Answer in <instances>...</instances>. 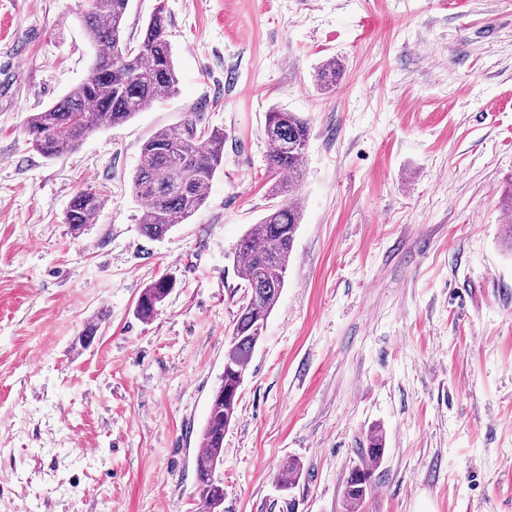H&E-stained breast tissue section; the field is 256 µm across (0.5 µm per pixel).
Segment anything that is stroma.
Segmentation results:
<instances>
[{
	"instance_id": "obj_1",
	"label": "stroma",
	"mask_w": 512,
	"mask_h": 512,
	"mask_svg": "<svg viewBox=\"0 0 512 512\" xmlns=\"http://www.w3.org/2000/svg\"><path fill=\"white\" fill-rule=\"evenodd\" d=\"M159 6L178 93L49 160L26 120L87 77L88 2L0 0V512H197L275 106L312 125L304 216L224 433V512H345L374 428L361 512H512V0H132L127 35ZM333 57L325 93L313 75ZM189 112L223 130L224 165L152 240L132 176ZM87 188L107 204L76 237L64 215ZM164 274L172 292L139 320ZM174 286L175 281L168 276H164L145 288L136 304L135 314L137 318L145 322L152 320L157 314L159 306ZM367 447L362 448L359 462L350 471L344 486L343 500L346 509L352 512L359 507L372 489L374 468L384 454L382 435L372 431L367 439Z\"/></svg>"
}]
</instances>
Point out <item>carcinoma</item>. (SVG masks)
<instances>
[{"instance_id":"carcinoma-1","label":"carcinoma","mask_w":512,"mask_h":512,"mask_svg":"<svg viewBox=\"0 0 512 512\" xmlns=\"http://www.w3.org/2000/svg\"><path fill=\"white\" fill-rule=\"evenodd\" d=\"M88 2L83 22L95 50L89 75L26 121L33 147L47 159L75 151L92 131L121 125L153 102L177 93L179 78L163 7L155 9L140 40L133 43L125 27L131 0ZM340 75V65L330 59L316 71V85L329 92ZM311 132L308 120L295 112L276 107L266 114L269 169L278 178L270 193L282 200L269 206L268 213L251 225L235 248L244 295L227 337L224 372L210 398L200 434L202 452L195 460V495L201 512H224V484L216 476L224 456V432L236 416L240 379L286 282L295 234L302 221V207L288 200V192L302 174ZM223 165L224 131L200 126L197 112L187 113L175 129L154 133L142 145L132 177L133 193L144 213L141 233L158 240L175 226L187 223L205 204L214 176ZM106 202L103 194L91 188L79 192L68 205L65 223L74 233H84L97 223ZM174 286L175 281L164 276L145 288L136 304L137 318L152 320ZM383 454L382 435L373 431L344 486L343 500L350 512H356L371 491L374 468ZM299 471L296 463L284 465L278 473L280 487L291 488Z\"/></svg>"}]
</instances>
